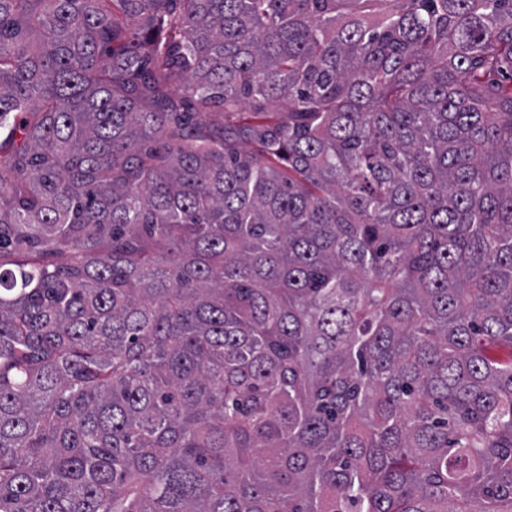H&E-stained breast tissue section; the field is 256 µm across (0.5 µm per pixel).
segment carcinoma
Returning <instances> with one entry per match:
<instances>
[{"instance_id": "1", "label": "carcinoma", "mask_w": 512, "mask_h": 512, "mask_svg": "<svg viewBox=\"0 0 512 512\" xmlns=\"http://www.w3.org/2000/svg\"><path fill=\"white\" fill-rule=\"evenodd\" d=\"M0 512H512V0H0Z\"/></svg>"}]
</instances>
